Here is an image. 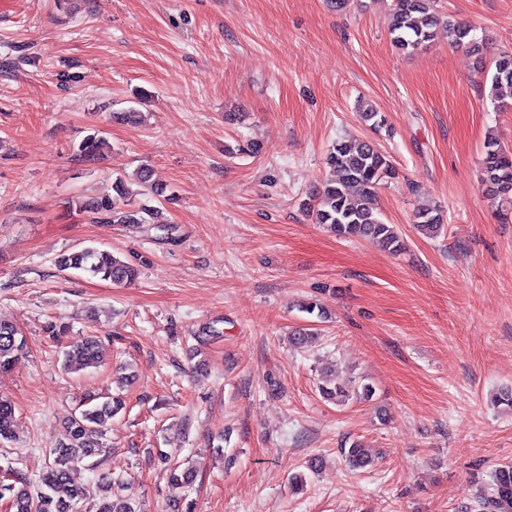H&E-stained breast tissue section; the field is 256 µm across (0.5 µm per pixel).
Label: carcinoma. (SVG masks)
Returning a JSON list of instances; mask_svg holds the SVG:
<instances>
[{
  "label": "carcinoma",
  "instance_id": "obj_1",
  "mask_svg": "<svg viewBox=\"0 0 512 512\" xmlns=\"http://www.w3.org/2000/svg\"><path fill=\"white\" fill-rule=\"evenodd\" d=\"M440 26L437 0H393L389 31L393 46L401 51L416 50L436 36ZM471 29L452 21L446 22L445 36L455 47H468L480 51L479 43L470 36ZM491 77L493 94L502 90L512 95V52H501L493 58ZM361 119L373 128L387 126L386 116L369 105L361 106ZM485 157L483 182L497 196L512 193V151L503 147L495 138L484 145ZM110 150L108 140L90 134L78 147L81 157L94 161ZM329 161L336 169V178L326 185L319 195L302 203L303 210L314 217L318 224H325L341 238H354L381 245L392 253L401 250L400 231L394 224L382 221L375 207L378 185L385 178L395 175L389 159L369 141L343 140L333 147ZM138 194L161 197L165 189L152 178V171L141 166L135 171ZM134 194L121 177L112 183V194L102 197L79 196L73 200L78 214L88 213L97 222L110 224H148L160 231L168 230L160 220L159 210L137 204ZM417 227L429 236L438 235L443 229L444 214L438 208H424L416 214ZM56 265L60 270L81 271L116 285H130L138 278V269L112 253L95 247L61 254ZM26 341L20 330L0 322V371L14 368L25 354ZM103 361V345L99 337L86 336L68 345L63 367L67 371H80L97 367ZM320 393L327 400L346 401L350 397L370 398L373 388L368 384L352 385V381L336 377L325 379ZM125 406L120 396H107L95 402L87 399L67 423L68 439L54 448L45 449L52 457L48 468L31 483L18 471L9 472L10 479L20 484L18 489L7 484L11 492L9 512H77L76 506L86 499V489L73 482V467L84 460L106 452L101 438L106 425ZM16 416L12 403L0 399V444L15 440ZM341 454L355 469H363L373 462L372 454L363 442L354 440L342 446ZM197 477L195 467H183L177 461L169 468L170 481L189 489ZM96 512H136L126 498L115 496L99 502ZM473 512H512V464L499 466L490 482L477 496Z\"/></svg>",
  "mask_w": 512,
  "mask_h": 512
}]
</instances>
